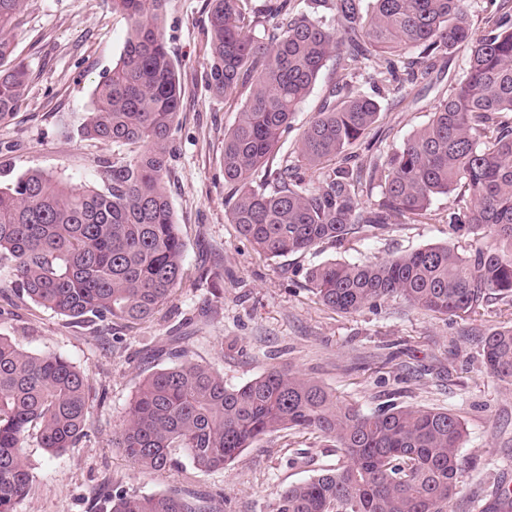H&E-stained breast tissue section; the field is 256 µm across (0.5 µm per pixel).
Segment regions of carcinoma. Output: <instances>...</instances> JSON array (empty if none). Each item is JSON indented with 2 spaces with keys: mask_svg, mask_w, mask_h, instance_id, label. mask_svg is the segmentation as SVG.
Here are the masks:
<instances>
[{
  "mask_svg": "<svg viewBox=\"0 0 512 512\" xmlns=\"http://www.w3.org/2000/svg\"><path fill=\"white\" fill-rule=\"evenodd\" d=\"M25 0H0V61ZM130 20L123 53L93 92L85 135L140 149L128 162L102 161L104 187H74L42 171L0 185V265L21 298L76 324L151 317L182 280L185 245L166 178L182 86L161 31L166 0H111ZM253 0H210L208 86L223 97L248 90L224 135L230 221L257 250L281 257L342 243L361 224L384 230L398 218H428L439 195L454 196L448 235L491 243L469 252L431 245L387 260H332L308 282L326 307L357 313L390 297L444 316L472 317L494 299L512 303V0H487L486 30L469 0H281L261 13ZM466 46L462 78L431 120L368 168L353 148L371 149L380 106L360 81L388 91L428 74L431 61ZM336 60V81L302 131L298 152L278 156L281 136L318 75ZM29 72L0 69V124L19 109ZM318 173L305 180L302 169ZM263 170L267 189L253 186ZM379 189L371 206L362 184ZM484 363L512 384V327L483 340ZM89 385L69 361L23 351L0 334V512H16L33 475L29 438L52 453L72 448L89 419ZM297 429L336 443V467L287 486L273 512H448L459 493L467 430L437 408L387 406L371 414L320 383L271 369L238 387L184 359L138 386L115 447L145 472L177 468L182 449L196 469L222 470L243 450ZM104 512H214L179 490L139 497L113 491ZM482 512H512L496 488Z\"/></svg>",
  "mask_w": 512,
  "mask_h": 512,
  "instance_id": "cac0c4a2",
  "label": "carcinoma"
}]
</instances>
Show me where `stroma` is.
Instances as JSON below:
<instances>
[{
	"label": "stroma",
	"mask_w": 512,
	"mask_h": 512,
	"mask_svg": "<svg viewBox=\"0 0 512 512\" xmlns=\"http://www.w3.org/2000/svg\"><path fill=\"white\" fill-rule=\"evenodd\" d=\"M207 0H169L162 21L167 49L183 90L173 131L167 187L185 244L183 278L172 299L133 328L102 322L74 324L19 298L0 268V333L35 354H56L89 383L90 418L76 447L53 455L26 448L32 488L17 512H98L92 498L102 485L151 496L178 489L211 499L218 512H272L288 484L334 467L332 440L284 430L244 450L224 470H197L182 451L178 469L143 473L112 439L132 396L156 368L172 365L173 351L210 365L227 387H238L273 367L312 378L363 413L397 403L441 408L467 427L460 450L463 482L452 512H479L486 494L512 483V386L486 369L482 340L512 326V305L497 300L484 315L442 316L390 298L354 314L325 307L307 280L311 268L336 260H382L448 239L449 200L436 198L431 219H401L379 232L360 225L340 244L273 258L228 221L224 135L247 93L213 96L207 86ZM128 18L110 0H25L10 35L14 56L31 79L16 116L0 124V182L39 170L71 185H101L99 162L127 161L128 147L81 134L92 109V91L118 62ZM466 49L440 57L427 79L397 100L370 87L380 105L373 148L399 147L427 124L434 108L465 68ZM334 78L325 67L296 113L280 154L293 152Z\"/></svg>",
	"instance_id": "obj_1"
}]
</instances>
